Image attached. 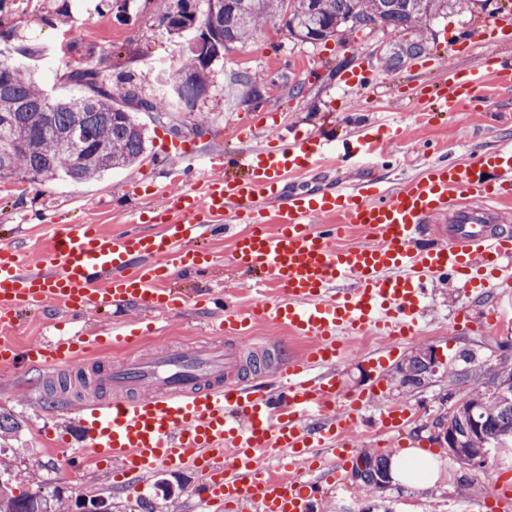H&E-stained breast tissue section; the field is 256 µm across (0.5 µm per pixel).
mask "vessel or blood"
<instances>
[{
    "label": "vessel or blood",
    "instance_id": "obj_1",
    "mask_svg": "<svg viewBox=\"0 0 512 512\" xmlns=\"http://www.w3.org/2000/svg\"><path fill=\"white\" fill-rule=\"evenodd\" d=\"M489 79L511 89L512 64L490 78L449 67L436 111H457ZM327 142L270 138L246 154L217 152L205 175L194 148L171 140L165 153L185 167L157 189L164 205L132 208L135 228L110 234L97 224H54L35 261L20 245L0 248V364L21 358L66 393H98L70 403L59 447L113 463L121 485L161 469L200 472L196 494L212 512H318L320 483L348 461L361 424L362 400L349 398L335 371L344 337L415 335L428 289L442 275L477 298L512 288V232L498 226L512 202V142L470 162L429 165L395 193L372 179L287 192L289 178L316 166ZM382 142L368 131L343 141L339 154L350 164L380 154ZM438 217L451 220L450 233L423 242ZM226 218L247 226L233 238L231 265L261 287L244 311L225 298L207 344L143 353L155 326L142 318L23 350L12 341L27 309L57 307L74 319L113 304L181 309L186 298L171 280L209 264L204 243ZM352 227L366 244L338 246ZM259 323L307 341V350L243 343ZM266 457L278 460L279 473L263 466Z\"/></svg>",
    "mask_w": 512,
    "mask_h": 512
}]
</instances>
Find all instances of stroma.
Returning a JSON list of instances; mask_svg holds the SVG:
<instances>
[{"instance_id": "obj_1", "label": "stroma", "mask_w": 512, "mask_h": 512, "mask_svg": "<svg viewBox=\"0 0 512 512\" xmlns=\"http://www.w3.org/2000/svg\"><path fill=\"white\" fill-rule=\"evenodd\" d=\"M64 4L72 27L80 31L78 46L49 65L43 53L63 39L56 9ZM510 13L512 0H451L447 14L431 20L423 37L414 30L376 27L345 31L313 43L296 40L283 20H276L247 44L225 51L223 59L211 67L208 90L194 108L177 107L158 119L144 115L150 145L158 147L165 136L193 141L198 150L194 164L200 167L209 153H245L272 137L269 129L243 140L234 136L236 129L253 127L261 112L280 113L286 121L284 132L291 138L321 133L343 140L371 129L384 138L383 155L358 160L352 171L335 155H328L318 167L291 177V188L332 190L348 177H377L386 190L398 191L428 164L472 161L500 141L512 139V99L493 87H486L484 98L468 99L460 111L432 120L423 116V106L412 94L415 83L444 76L450 64L491 67L500 60L512 61V42L476 37L487 22ZM0 28L13 33L10 40L0 39V50L38 48V56L28 64L38 69L41 84L53 99L83 95V88L65 80L63 73L69 67L96 70L104 84L128 81L143 96H155L163 86L154 62L177 61L185 54L183 42L168 38L159 27L156 0H128L122 17L102 6L101 0H12L9 10L0 12ZM421 37L426 40L424 53L404 58L398 69L389 68L388 61L400 45ZM361 68L372 70L373 87L348 91L346 74ZM250 77L260 79L261 99L252 97L246 83ZM167 167V161L158 156L152 165L139 162L83 183L61 178L39 184L0 177V246L20 243L28 252H40L46 224L85 220L109 232L121 231L131 217L117 210V201L136 191L143 194L144 206L156 205L158 199L148 189L162 181ZM231 243L226 233L213 238L209 243L213 266L197 276L178 275L175 287L191 295L219 284L225 293L238 297L241 306H248L251 284L246 274L228 267ZM495 309L512 313V292L475 301L462 289L438 285L425 302L417 336L397 342L384 366L372 362L383 348L379 337L369 334L345 340L336 372L350 394L363 396L364 416L391 408L404 413L389 433L370 429L360 434L356 452L390 457L404 447L425 448L439 453L443 467L428 491L391 484L370 499L351 471H340L324 486L327 497L322 512H361L365 507L372 512H493L494 485L512 483V447L499 449L484 469L476 471L429 441L426 428L434 417L447 412L453 399L487 387L495 366L512 363V320L489 325ZM209 317L206 310L186 306L178 315L161 320L159 337L170 342L196 340ZM420 346L437 349L444 361L423 387L402 391L395 367ZM465 350L475 352V363L467 366L459 361V353ZM53 399L43 390L38 369L24 363L0 366V412L21 424L18 432L0 437V460L12 465L18 485L47 497L57 490L66 498L100 490L111 495L112 512H197V500L191 495L197 474L172 470L146 475L136 484L116 485L108 471L93 462L74 470L63 466L57 449L40 433L56 409ZM160 479L173 488V496L164 497L156 485Z\"/></svg>"}]
</instances>
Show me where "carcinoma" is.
Masks as SVG:
<instances>
[{
	"label": "carcinoma",
	"mask_w": 512,
	"mask_h": 512,
	"mask_svg": "<svg viewBox=\"0 0 512 512\" xmlns=\"http://www.w3.org/2000/svg\"><path fill=\"white\" fill-rule=\"evenodd\" d=\"M448 6V0H171L159 15V26L168 35L196 32L187 47L188 63L175 75L187 80L174 85L180 103L192 108L208 89L210 67L230 47L246 42L276 16L286 17L288 31L303 41L333 37L343 28L380 24L393 31L421 29ZM66 79L87 90L67 100L49 97L27 65L0 55V175L21 176L34 183L67 177L75 182L125 168L142 159L148 149L147 127L138 113L163 115L171 111L165 95L146 98L129 85L116 92L98 82V73L73 69ZM88 132L90 143L77 148L68 144L75 126ZM400 386L421 387L430 376L421 351L398 367ZM472 397L485 402L488 426L470 438V418L459 415L452 424L464 448L492 453L512 439V394L506 401L492 400L489 390L474 389ZM14 476L0 469V512H51V501L39 494H14Z\"/></svg>",
	"instance_id": "cac0c4a2"
}]
</instances>
